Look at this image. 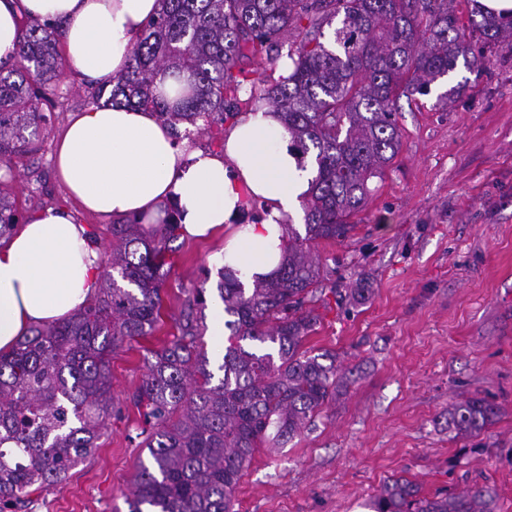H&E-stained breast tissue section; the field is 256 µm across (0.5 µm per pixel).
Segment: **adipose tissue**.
Masks as SVG:
<instances>
[{
  "mask_svg": "<svg viewBox=\"0 0 512 512\" xmlns=\"http://www.w3.org/2000/svg\"><path fill=\"white\" fill-rule=\"evenodd\" d=\"M159 0H0V59L14 55L20 19L66 23L70 69L92 85H111L129 65L130 51ZM56 171L86 211L157 218L166 205L179 212L181 236L228 230L223 263L243 283L267 277L284 255L283 224L309 189L278 113L239 117L220 154L186 151L171 127L148 109L103 105L76 113L57 141ZM263 215L241 218L249 199ZM98 254L85 225L67 210L49 208L0 244V352L33 326L51 325L83 307L99 285Z\"/></svg>",
  "mask_w": 512,
  "mask_h": 512,
  "instance_id": "adipose-tissue-1",
  "label": "adipose tissue"
}]
</instances>
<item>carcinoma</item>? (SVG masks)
Segmentation results:
<instances>
[{
  "label": "carcinoma",
  "mask_w": 512,
  "mask_h": 512,
  "mask_svg": "<svg viewBox=\"0 0 512 512\" xmlns=\"http://www.w3.org/2000/svg\"><path fill=\"white\" fill-rule=\"evenodd\" d=\"M60 22L21 29L12 61L0 63V169L32 155L45 116L39 90L64 75ZM288 75H250L248 55L281 59ZM512 51V18L482 16L467 31L448 0H163L134 43L127 70L93 103L150 109L190 139L266 105L281 114L291 147L309 160L302 201L305 235L290 223L285 256L267 279L246 288L219 268L224 322L238 339L226 348L212 383L203 329L188 301L180 335L151 351L133 397L152 423L150 459L135 476L129 512H234L233 492L257 449L292 439L336 391L335 366L300 351L317 325L311 303L328 280L311 255L317 239L342 241L367 205L370 182L399 153L396 102L426 96L462 63L481 69L498 48ZM10 185L0 181V239L15 228ZM177 211L160 222L129 218L105 244L91 235L101 269L99 291L59 325L30 330L0 354V505L26 509L87 459L108 428L112 354L161 321V270L179 237ZM256 341L260 354L241 345ZM499 408L474 394L448 410V429L470 437L493 424ZM487 488L421 493L404 476L388 479L375 512H491Z\"/></svg>",
  "instance_id": "obj_1"
}]
</instances>
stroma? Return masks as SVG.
Here are the masks:
<instances>
[{"label": "stroma", "mask_w": 512, "mask_h": 512, "mask_svg": "<svg viewBox=\"0 0 512 512\" xmlns=\"http://www.w3.org/2000/svg\"><path fill=\"white\" fill-rule=\"evenodd\" d=\"M93 91L74 72L48 84L35 155L13 182L20 221L70 207L79 223L110 239L111 218L74 206L54 167L68 119ZM402 147L344 241L312 244L335 293L316 302L319 321L301 348L336 358V395L284 447L258 449L235 491L237 512H372L391 475L424 494L486 486L495 512H512V52L490 67H457L429 95L399 99ZM223 237L176 239L164 268V316L154 335L113 355L116 413L93 455L30 512H128L141 462L144 417L133 396L148 350L176 334L188 298L203 291L199 322L208 370L227 336L215 264ZM480 395L500 409L476 437L448 430L452 404Z\"/></svg>", "instance_id": "stroma-1"}]
</instances>
